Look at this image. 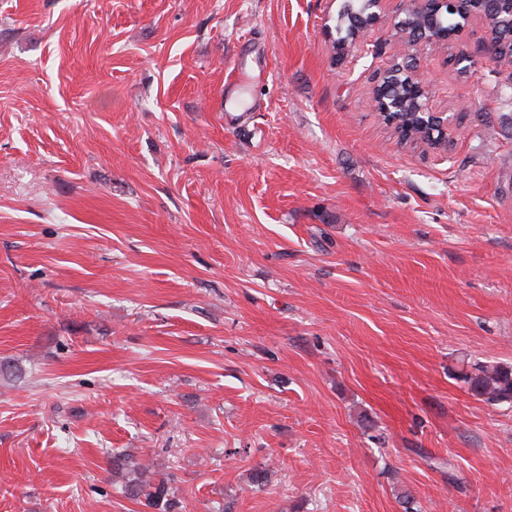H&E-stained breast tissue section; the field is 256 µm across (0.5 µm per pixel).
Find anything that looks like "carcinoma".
Here are the masks:
<instances>
[{
    "instance_id": "1",
    "label": "carcinoma",
    "mask_w": 512,
    "mask_h": 512,
    "mask_svg": "<svg viewBox=\"0 0 512 512\" xmlns=\"http://www.w3.org/2000/svg\"><path fill=\"white\" fill-rule=\"evenodd\" d=\"M479 8L485 12L490 37V61L512 60V41L505 37L507 21L512 18L509 0H483ZM457 377L468 392L491 405L512 406V365L494 361L462 362ZM112 472L121 476L126 498L139 502L154 512H181L182 505L171 486L172 479L157 475L131 454L112 457Z\"/></svg>"
}]
</instances>
